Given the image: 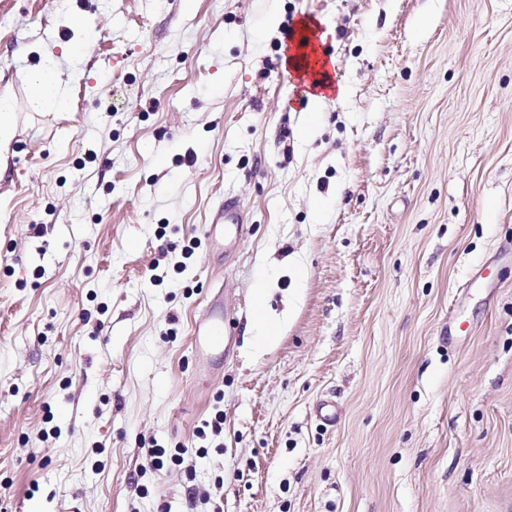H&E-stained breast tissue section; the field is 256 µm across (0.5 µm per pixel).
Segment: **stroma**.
Returning a JSON list of instances; mask_svg holds the SVG:
<instances>
[{
    "mask_svg": "<svg viewBox=\"0 0 512 512\" xmlns=\"http://www.w3.org/2000/svg\"><path fill=\"white\" fill-rule=\"evenodd\" d=\"M3 93L0 512H512V0H0ZM26 101L34 111L66 106V89L51 57H45L38 67L30 70ZM15 101L7 94L0 95V160L6 156L14 136L13 114ZM223 224H242V215L236 203L229 198H225L224 205L216 210L211 224L204 225V234L208 238H213L218 233L224 237ZM230 322L224 319V308L215 304L209 307L208 315L203 322H197L192 331V343L197 349L215 353L216 360L224 367V335ZM229 335V333H228Z\"/></svg>",
    "mask_w": 512,
    "mask_h": 512,
    "instance_id": "1",
    "label": "stroma"
}]
</instances>
